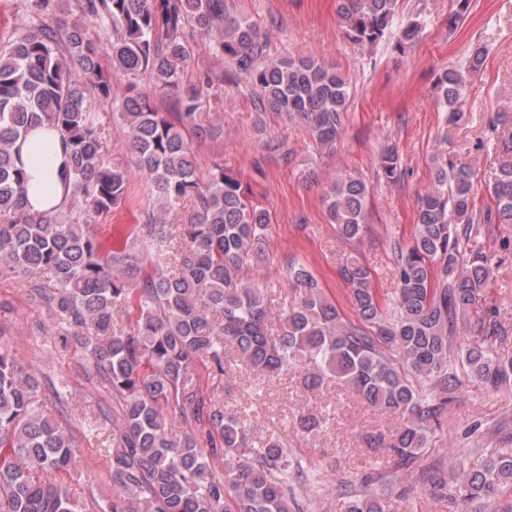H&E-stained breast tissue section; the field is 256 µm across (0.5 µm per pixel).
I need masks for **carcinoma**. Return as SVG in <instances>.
Wrapping results in <instances>:
<instances>
[{
  "instance_id": "1",
  "label": "carcinoma",
  "mask_w": 512,
  "mask_h": 512,
  "mask_svg": "<svg viewBox=\"0 0 512 512\" xmlns=\"http://www.w3.org/2000/svg\"><path fill=\"white\" fill-rule=\"evenodd\" d=\"M396 0H337L344 38L372 47L393 35V48L406 52L422 27L410 23L392 31ZM84 11L112 25L108 51L112 71L102 66L103 49L81 28L67 33L62 54L50 29L18 37L0 52V266L47 271L54 281L49 302L55 314L81 329L89 359L102 370L125 408L119 435L107 452L113 497L103 512H301L289 486L299 470L275 436L252 438L243 416L193 386L195 362L205 361L212 378L229 374L224 347L253 372L304 373L307 388L333 381L355 390L372 409L397 415L402 423L388 444L401 467L425 447L424 418L435 419L448 403L437 392L420 400L407 377L433 381L448 390V329L476 308L492 281L497 262L479 249L467 251L461 224H512V162L499 167L489 192L493 205L476 211L474 170L465 163L439 162L420 196L413 243L399 251L397 316L385 320L368 267L356 258L341 277L362 325L347 322L323 295L302 264L288 266L298 299L273 316L266 289L244 281L245 265L263 252L271 215L259 207L232 170L216 163L200 183L191 143L183 130L196 129L200 92L183 91L176 121L152 106L145 76L154 89H176L191 62L189 41L212 37L237 71L260 90V102L301 120L315 143L339 136L348 108V87L336 69L310 57L270 59L260 28L226 10L224 0H85ZM192 31H186V27ZM487 57L475 48L463 67L445 69L434 83L435 105L456 115L465 104L470 75ZM128 80L120 110L128 127L135 168L149 181L160 217L147 226L154 261L143 272L134 253L105 258L85 224H65L57 211L30 213L26 173L18 142L45 123L60 134L69 157L66 180L71 199L108 214L126 198L128 171L102 162L101 132L86 105L85 90L105 99L112 79ZM381 177L400 176L398 154L380 156ZM370 190L361 180L335 183L327 210L340 235L363 231ZM196 201L197 213L172 226L168 207ZM441 282H436L435 273ZM236 283L227 290L226 285ZM131 323V331L115 329ZM280 325L271 337L274 324ZM469 377L496 388L512 377V359L490 356L472 344L462 352ZM190 407L201 434L181 431L163 410L173 402ZM331 413L307 411L296 418L303 433L316 434ZM204 436L209 451L199 445ZM224 457V477L213 474L210 458ZM77 462L72 433L45 416L37 386L10 349L0 344V512H77L67 487L48 473L69 471ZM434 489L465 504L492 500L512 484V449L490 456L480 470H462L447 481L429 473ZM349 512H383L374 495L353 500Z\"/></svg>"
}]
</instances>
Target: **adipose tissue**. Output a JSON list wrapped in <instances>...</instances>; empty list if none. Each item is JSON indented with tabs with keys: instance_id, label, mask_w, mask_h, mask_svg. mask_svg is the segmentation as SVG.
I'll return each mask as SVG.
<instances>
[{
	"instance_id": "adipose-tissue-1",
	"label": "adipose tissue",
	"mask_w": 512,
	"mask_h": 512,
	"mask_svg": "<svg viewBox=\"0 0 512 512\" xmlns=\"http://www.w3.org/2000/svg\"><path fill=\"white\" fill-rule=\"evenodd\" d=\"M28 175L27 207L43 212L64 204L68 195L63 183L67 154L57 131L40 128L31 133L21 147Z\"/></svg>"
}]
</instances>
